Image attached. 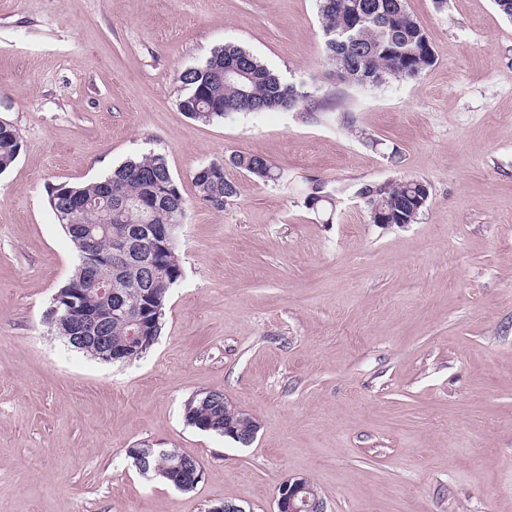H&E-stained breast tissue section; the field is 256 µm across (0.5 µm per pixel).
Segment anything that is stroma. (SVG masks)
<instances>
[{
    "label": "stroma",
    "mask_w": 512,
    "mask_h": 512,
    "mask_svg": "<svg viewBox=\"0 0 512 512\" xmlns=\"http://www.w3.org/2000/svg\"><path fill=\"white\" fill-rule=\"evenodd\" d=\"M433 65L351 88L328 78L316 0H0V512H275L290 476L327 512H512V20L493 0H406ZM241 45L328 109L204 124L182 71ZM163 154L187 202L183 276L145 356L72 350L46 314L76 252L51 186ZM258 153L285 174L218 210L194 171ZM334 209L304 204L309 178ZM416 177L414 224H375L355 190ZM220 392L247 446L189 425ZM132 448L198 460L184 492ZM21 149L22 143L14 126L0 121V173L13 165Z\"/></svg>",
    "instance_id": "obj_1"
}]
</instances>
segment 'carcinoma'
Listing matches in <instances>:
<instances>
[{
	"mask_svg": "<svg viewBox=\"0 0 512 512\" xmlns=\"http://www.w3.org/2000/svg\"><path fill=\"white\" fill-rule=\"evenodd\" d=\"M316 2L330 75L344 73L348 86L377 87L390 78L416 77L434 64L427 35L406 9V0ZM180 82L185 87L180 110L208 124L239 113L310 112L325 102L318 90L304 91L286 82L256 55L235 44L214 49L201 65L184 70ZM21 149L14 126L0 121V173L13 165ZM227 163L263 183L284 179V173L260 154H235L226 163L211 161L197 168L192 177L199 201L207 206L222 209L238 194L237 185L226 175ZM324 194L325 184L313 182L305 206L313 210L324 206ZM359 194L372 223L414 224L426 208L429 186L405 178L365 184ZM48 204L66 229L77 258L73 274L58 293L84 289L85 305L106 317L101 334L112 337V345L125 348V361L144 357L148 348L127 345L131 327L120 313L113 312L112 298L98 293L97 279L118 289L127 308L141 305L144 293L151 292L160 315L148 328L160 334L170 289L182 277L178 246L169 245L165 233H177L186 217V200L165 156L153 151L136 153L104 179L54 185L48 191ZM90 239L94 241L96 279L83 262ZM118 241L129 243V257L112 255ZM184 415L188 424L221 436L231 428L247 431L254 425L252 418L235 412L220 392L195 395L185 404ZM180 461L189 467L198 464L188 455L167 449L148 457L144 474L169 483L172 465Z\"/></svg>",
	"mask_w": 512,
	"mask_h": 512,
	"instance_id": "1",
	"label": "carcinoma"
}]
</instances>
